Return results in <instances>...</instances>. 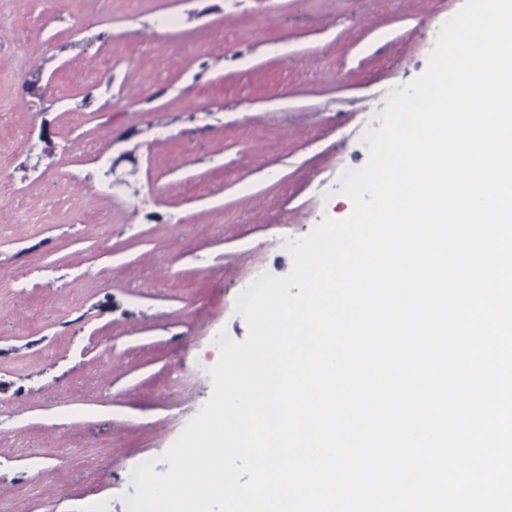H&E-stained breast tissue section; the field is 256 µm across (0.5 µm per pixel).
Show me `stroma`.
<instances>
[{
    "label": "stroma",
    "mask_w": 512,
    "mask_h": 512,
    "mask_svg": "<svg viewBox=\"0 0 512 512\" xmlns=\"http://www.w3.org/2000/svg\"><path fill=\"white\" fill-rule=\"evenodd\" d=\"M464 0H0V512H127L237 294L349 218Z\"/></svg>",
    "instance_id": "35a3bbf8"
}]
</instances>
